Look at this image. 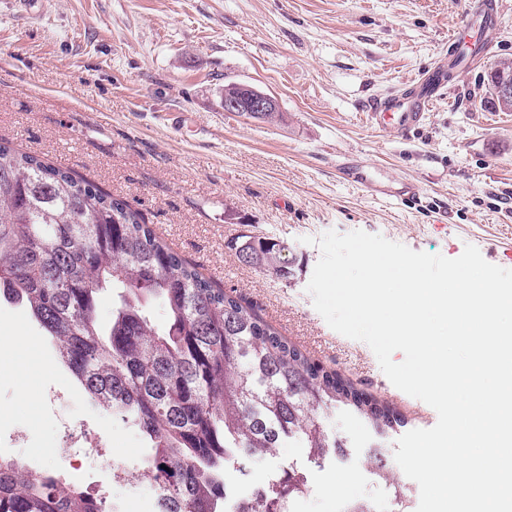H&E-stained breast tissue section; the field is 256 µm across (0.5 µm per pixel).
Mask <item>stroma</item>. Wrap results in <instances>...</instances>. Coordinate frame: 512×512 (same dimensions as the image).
Masks as SVG:
<instances>
[{
  "mask_svg": "<svg viewBox=\"0 0 512 512\" xmlns=\"http://www.w3.org/2000/svg\"><path fill=\"white\" fill-rule=\"evenodd\" d=\"M471 0H0V139L71 169L138 209L173 250L238 297L337 380L385 403L402 425L379 439L336 406L325 427L344 459L310 462L297 440L272 459L228 472L249 496L280 467L304 469L307 495L291 512H333L365 498L401 507L368 477V452L393 456L405 432L436 411L397 389L372 349L329 327L306 287L334 230L379 234L455 258L474 245L512 269V112L489 100L483 76L512 59V0L496 28L459 33L489 43L456 68L424 123L407 138L378 133L365 105L448 63V39ZM273 94L280 121L224 110V87ZM382 182L416 183L412 202L372 196L338 174L343 157ZM283 243L288 277L243 262L242 236ZM53 382L73 415L127 457L137 429L91 405L29 313L0 302V435L28 433L22 452L55 434L43 403Z\"/></svg>",
  "mask_w": 512,
  "mask_h": 512,
  "instance_id": "obj_1",
  "label": "stroma"
}]
</instances>
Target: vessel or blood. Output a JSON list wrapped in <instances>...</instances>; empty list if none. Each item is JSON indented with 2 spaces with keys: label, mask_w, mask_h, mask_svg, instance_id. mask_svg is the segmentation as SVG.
I'll use <instances>...</instances> for the list:
<instances>
[{
  "label": "vessel or blood",
  "mask_w": 512,
  "mask_h": 512,
  "mask_svg": "<svg viewBox=\"0 0 512 512\" xmlns=\"http://www.w3.org/2000/svg\"><path fill=\"white\" fill-rule=\"evenodd\" d=\"M474 18L479 19L485 26L497 24L499 11L496 0H474L470 15L460 17L459 27H468L470 20ZM446 82L447 79L440 70L423 74L402 91L373 101L368 112L370 123L378 130L407 136L424 121L428 106L441 96ZM341 173L345 178L375 195L395 193L405 197L414 192L412 185L408 184L395 190L347 167L342 168Z\"/></svg>",
  "instance_id": "obj_1"
}]
</instances>
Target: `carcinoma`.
I'll list each match as a JSON object with an SVG mask.
<instances>
[{"label": "carcinoma", "instance_id": "cac0c4a2", "mask_svg": "<svg viewBox=\"0 0 512 512\" xmlns=\"http://www.w3.org/2000/svg\"><path fill=\"white\" fill-rule=\"evenodd\" d=\"M285 246L249 236L247 264L279 275ZM115 291L100 326L99 296ZM26 308L88 399L142 435L141 476L161 490L160 512H225L227 468L247 474L297 439L316 460L346 446L322 424L338 404L385 436L388 405L336 386L257 313L158 237L141 212L72 171L0 142V300ZM165 311L158 326L152 303ZM375 472L401 487L380 448ZM307 474L282 467L235 512H290ZM0 512H97L93 497L52 470L33 476L0 460Z\"/></svg>", "mask_w": 512, "mask_h": 512}]
</instances>
